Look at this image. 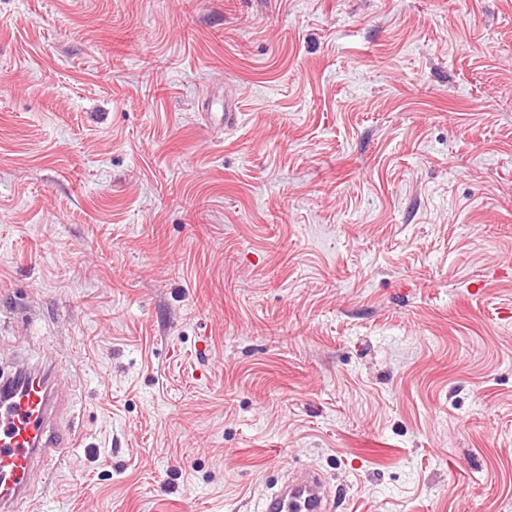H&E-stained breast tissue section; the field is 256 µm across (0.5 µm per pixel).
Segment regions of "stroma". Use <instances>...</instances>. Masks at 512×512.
Returning a JSON list of instances; mask_svg holds the SVG:
<instances>
[{"label": "stroma", "mask_w": 512, "mask_h": 512, "mask_svg": "<svg viewBox=\"0 0 512 512\" xmlns=\"http://www.w3.org/2000/svg\"><path fill=\"white\" fill-rule=\"evenodd\" d=\"M508 255L512 0H0L17 512H512ZM20 381L0 393V511L15 512L25 497L33 470L50 469L59 462L75 438L59 431L56 421L61 398L55 390L54 372L21 363L1 386ZM337 509L325 480L315 468L289 474L262 500L260 512H334Z\"/></svg>", "instance_id": "stroma-1"}]
</instances>
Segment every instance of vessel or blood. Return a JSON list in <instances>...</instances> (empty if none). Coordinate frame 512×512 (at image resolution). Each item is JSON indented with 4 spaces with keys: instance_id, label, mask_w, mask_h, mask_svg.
<instances>
[{
    "instance_id": "obj_1",
    "label": "vessel or blood",
    "mask_w": 512,
    "mask_h": 512,
    "mask_svg": "<svg viewBox=\"0 0 512 512\" xmlns=\"http://www.w3.org/2000/svg\"><path fill=\"white\" fill-rule=\"evenodd\" d=\"M61 399L52 368L19 364L0 379V512H16L35 468L59 462L74 435L59 431ZM336 502L315 468L289 475L262 500L259 512H335Z\"/></svg>"
}]
</instances>
